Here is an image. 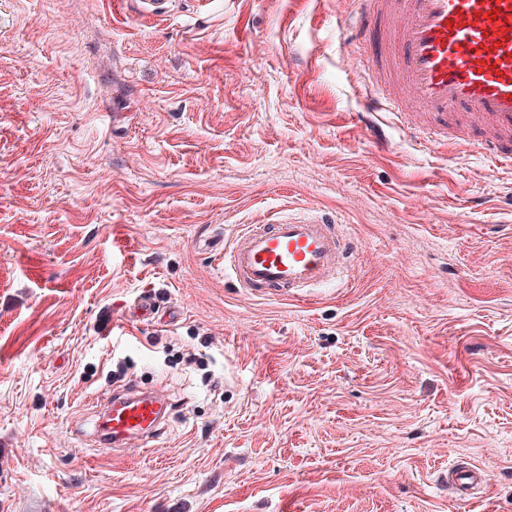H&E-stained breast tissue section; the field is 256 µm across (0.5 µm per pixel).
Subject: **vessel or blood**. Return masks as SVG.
<instances>
[{"label":"vessel or blood","mask_w":512,"mask_h":512,"mask_svg":"<svg viewBox=\"0 0 512 512\" xmlns=\"http://www.w3.org/2000/svg\"><path fill=\"white\" fill-rule=\"evenodd\" d=\"M350 39L370 34L375 18L396 17L389 32L404 92L372 88L369 109L406 111L408 103L444 113L458 106L486 118L480 148L512 165V0H357ZM356 243L341 225L321 217L253 224L232 237L224 271L259 297H305L309 288L342 281ZM99 425L103 449L138 448L154 440L170 413L155 394L112 395ZM476 466L450 467L448 486L463 491L484 484Z\"/></svg>","instance_id":"b4317fda"}]
</instances>
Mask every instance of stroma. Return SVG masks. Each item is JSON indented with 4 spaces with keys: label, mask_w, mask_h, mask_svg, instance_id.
I'll return each mask as SVG.
<instances>
[{
    "label": "stroma",
    "mask_w": 512,
    "mask_h": 512,
    "mask_svg": "<svg viewBox=\"0 0 512 512\" xmlns=\"http://www.w3.org/2000/svg\"><path fill=\"white\" fill-rule=\"evenodd\" d=\"M354 9L0 0V512H512V166L406 130L464 113L364 109ZM310 214L343 282L217 269L206 229ZM119 365L173 411L108 453ZM486 481L483 471L476 466L457 467L448 469V487L456 490L460 496H464L463 490L482 485Z\"/></svg>",
    "instance_id": "1"
}]
</instances>
